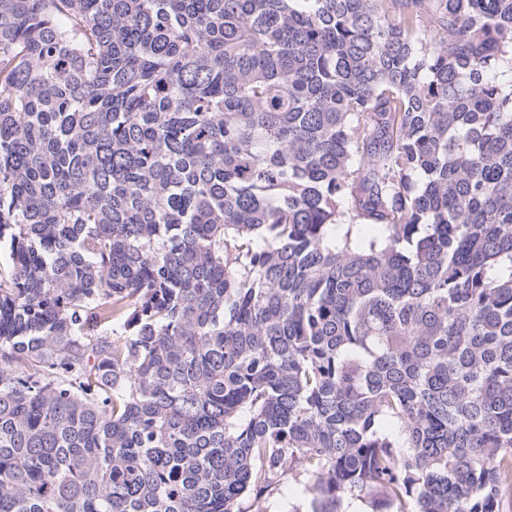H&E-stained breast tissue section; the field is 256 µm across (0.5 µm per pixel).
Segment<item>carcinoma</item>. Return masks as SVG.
Instances as JSON below:
<instances>
[{
    "label": "carcinoma",
    "mask_w": 512,
    "mask_h": 512,
    "mask_svg": "<svg viewBox=\"0 0 512 512\" xmlns=\"http://www.w3.org/2000/svg\"><path fill=\"white\" fill-rule=\"evenodd\" d=\"M512 505V0H0V512Z\"/></svg>",
    "instance_id": "1"
}]
</instances>
